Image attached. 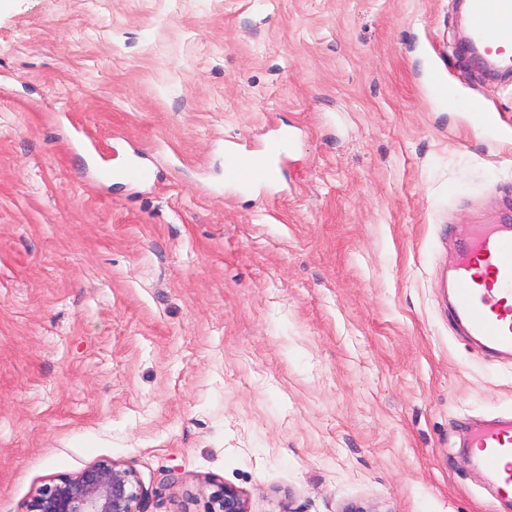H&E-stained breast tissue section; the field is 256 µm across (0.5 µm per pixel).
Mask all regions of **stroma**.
<instances>
[{
  "label": "stroma",
  "mask_w": 512,
  "mask_h": 512,
  "mask_svg": "<svg viewBox=\"0 0 512 512\" xmlns=\"http://www.w3.org/2000/svg\"><path fill=\"white\" fill-rule=\"evenodd\" d=\"M461 44L455 0H0V512L103 460L148 512H503L459 441L512 361L437 283L512 199L469 109L512 80ZM283 128L286 179L225 182ZM103 179H120L133 184L154 183L157 180L155 171L141 162L130 159L119 167H104L100 171ZM203 512H248L240 492L226 485L217 486L208 496Z\"/></svg>",
  "instance_id": "1"
}]
</instances>
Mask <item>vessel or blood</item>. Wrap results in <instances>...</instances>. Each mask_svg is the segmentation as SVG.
I'll list each match as a JSON object with an SVG mask.
<instances>
[{
    "mask_svg": "<svg viewBox=\"0 0 512 512\" xmlns=\"http://www.w3.org/2000/svg\"><path fill=\"white\" fill-rule=\"evenodd\" d=\"M464 13L470 30L468 53H483L494 68L512 71V45L490 38L491 31L512 28V0H466ZM475 119L489 136L512 139V128L503 125L499 113L481 112ZM284 157L285 146L279 138L267 142L258 154L231 140L224 146V175L241 186L273 183L283 172ZM100 175L133 184L157 179L151 167L134 159L116 168H102ZM450 277L448 313L455 325L487 352L512 358V306L505 303L512 296L511 214L501 213L487 224L468 225L456 240ZM467 445L497 498L512 502V416L475 427Z\"/></svg>",
    "mask_w": 512,
    "mask_h": 512,
    "instance_id": "1",
    "label": "vessel or blood"
}]
</instances>
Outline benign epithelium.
Returning a JSON list of instances; mask_svg holds the SVG:
<instances>
[{
    "mask_svg": "<svg viewBox=\"0 0 512 512\" xmlns=\"http://www.w3.org/2000/svg\"><path fill=\"white\" fill-rule=\"evenodd\" d=\"M24 512H146L145 494L134 470L116 460L102 461L40 489ZM203 512L248 510L238 490L220 485Z\"/></svg>",
    "mask_w": 512,
    "mask_h": 512,
    "instance_id": "1",
    "label": "benign epithelium"
}]
</instances>
